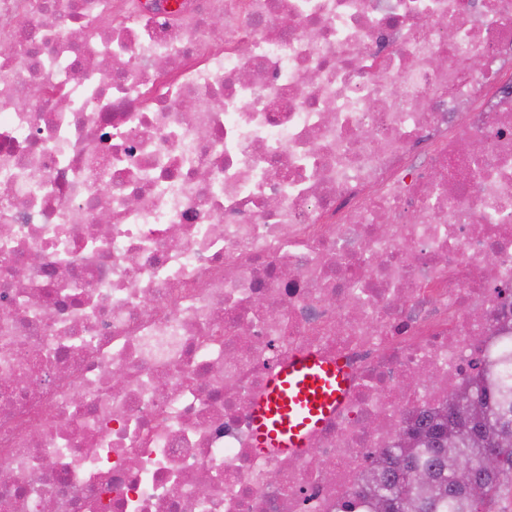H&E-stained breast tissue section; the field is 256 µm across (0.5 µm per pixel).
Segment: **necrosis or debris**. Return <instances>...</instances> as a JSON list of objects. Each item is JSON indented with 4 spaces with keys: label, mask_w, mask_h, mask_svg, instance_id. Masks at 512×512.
<instances>
[{
    "label": "necrosis or debris",
    "mask_w": 512,
    "mask_h": 512,
    "mask_svg": "<svg viewBox=\"0 0 512 512\" xmlns=\"http://www.w3.org/2000/svg\"><path fill=\"white\" fill-rule=\"evenodd\" d=\"M507 71L512 0H0V512L363 502L512 350ZM299 351L350 391L257 452Z\"/></svg>",
    "instance_id": "obj_1"
}]
</instances>
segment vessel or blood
Masks as SVG:
<instances>
[{
    "instance_id": "vessel-or-blood-1",
    "label": "vessel or blood",
    "mask_w": 512,
    "mask_h": 512,
    "mask_svg": "<svg viewBox=\"0 0 512 512\" xmlns=\"http://www.w3.org/2000/svg\"><path fill=\"white\" fill-rule=\"evenodd\" d=\"M345 365L310 353L276 367L252 409L256 451L299 453L349 390Z\"/></svg>"
}]
</instances>
